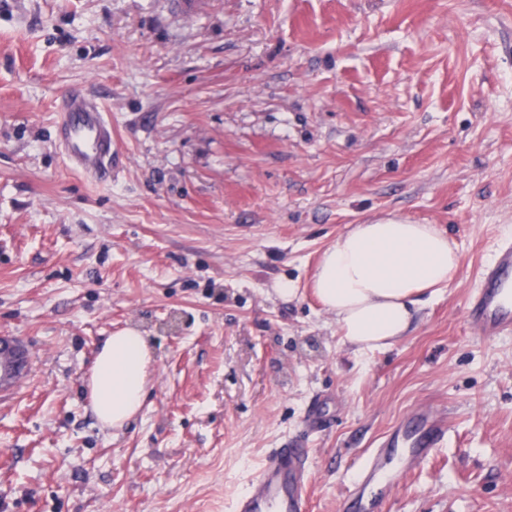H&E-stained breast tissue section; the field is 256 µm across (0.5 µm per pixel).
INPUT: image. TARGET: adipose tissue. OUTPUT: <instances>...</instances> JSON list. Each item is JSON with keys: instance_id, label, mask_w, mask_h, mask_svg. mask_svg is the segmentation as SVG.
<instances>
[{"instance_id": "obj_1", "label": "adipose tissue", "mask_w": 512, "mask_h": 512, "mask_svg": "<svg viewBox=\"0 0 512 512\" xmlns=\"http://www.w3.org/2000/svg\"><path fill=\"white\" fill-rule=\"evenodd\" d=\"M459 262L436 225L387 217L339 235L323 252L312 288L335 315L344 341L361 353L402 336L418 296L447 286ZM151 369L150 349L138 329L106 340L91 376L92 406L100 422L119 428L139 412Z\"/></svg>"}]
</instances>
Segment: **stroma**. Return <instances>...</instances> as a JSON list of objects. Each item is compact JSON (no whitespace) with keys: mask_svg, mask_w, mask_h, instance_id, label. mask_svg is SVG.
<instances>
[{"mask_svg":"<svg viewBox=\"0 0 512 512\" xmlns=\"http://www.w3.org/2000/svg\"><path fill=\"white\" fill-rule=\"evenodd\" d=\"M72 89L108 110L109 182L65 164ZM390 215L437 225L460 266L357 354L311 282ZM508 238L512 0H0V336L31 356L0 397V512H232L317 401L307 512H343L428 402L448 445L382 512H512V335L464 317ZM128 327L152 374L115 429L89 381Z\"/></svg>","mask_w":512,"mask_h":512,"instance_id":"1","label":"stroma"}]
</instances>
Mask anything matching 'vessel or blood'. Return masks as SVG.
I'll list each match as a JSON object with an SVG mask.
<instances>
[{
    "label": "vessel or blood",
    "mask_w": 512,
    "mask_h": 512,
    "mask_svg": "<svg viewBox=\"0 0 512 512\" xmlns=\"http://www.w3.org/2000/svg\"><path fill=\"white\" fill-rule=\"evenodd\" d=\"M56 134L67 164L97 180L108 178L115 159L112 124L102 107L80 91L58 105ZM465 318L485 338L512 334V240L502 241L484 266L479 288L465 306ZM447 409L421 405L383 435L360 467L345 499L346 512H379L399 469L429 460L448 444ZM310 450L305 439L272 449L256 476L234 500V512H306Z\"/></svg>",
    "instance_id": "obj_1"
}]
</instances>
